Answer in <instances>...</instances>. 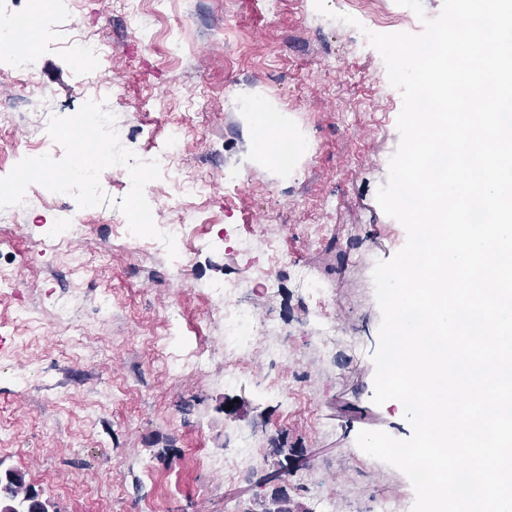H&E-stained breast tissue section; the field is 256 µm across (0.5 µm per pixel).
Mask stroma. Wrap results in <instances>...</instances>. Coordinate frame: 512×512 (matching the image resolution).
<instances>
[{
  "label": "stroma",
  "mask_w": 512,
  "mask_h": 512,
  "mask_svg": "<svg viewBox=\"0 0 512 512\" xmlns=\"http://www.w3.org/2000/svg\"><path fill=\"white\" fill-rule=\"evenodd\" d=\"M328 4L356 25L337 27L314 0H75L65 17H46L33 45L44 101L0 73V109L21 114L13 135L0 137V172L22 152L61 157L41 113L74 115L97 96L101 75L119 87V120L139 128L126 143L137 155L162 148L171 125L185 129L174 172L147 188L155 223L174 222L181 207L199 215L178 247L185 261L178 288L169 283L165 250L132 251L111 232L113 203L129 190L125 174L102 173L107 201L67 249L31 244L59 209L76 204L39 185L29 188L30 211L0 242L16 288L0 296V470L25 472L48 512H253L277 489L305 512L327 496L334 512H375L384 493L413 504L405 474L365 454L356 436L412 434L396 401H372L381 321L372 272L403 247L406 232L375 200L399 143L402 97L365 33L416 34L422 25L395 0ZM134 8L148 13L149 29H132ZM80 35L106 48L86 80L70 53ZM269 107L302 141L276 167L249 136ZM193 180L203 184L201 195L178 193L177 182ZM255 224L264 225L278 264H269L263 246L241 248ZM219 232L222 249L207 247ZM71 252L86 257L82 273L71 271ZM264 266L273 285L256 287L253 306L288 332L287 362L255 351L230 387L220 361L169 375L168 310L180 311L186 338L215 344L224 321L195 280ZM302 267L324 295L296 287L293 272ZM73 293L69 315L59 316ZM315 310L337 328H356V349L340 344L322 355L305 333ZM279 388L292 407L281 406ZM261 425L258 464L247 476L228 480L206 468L209 453Z\"/></svg>",
  "instance_id": "35a3bbf8"
}]
</instances>
